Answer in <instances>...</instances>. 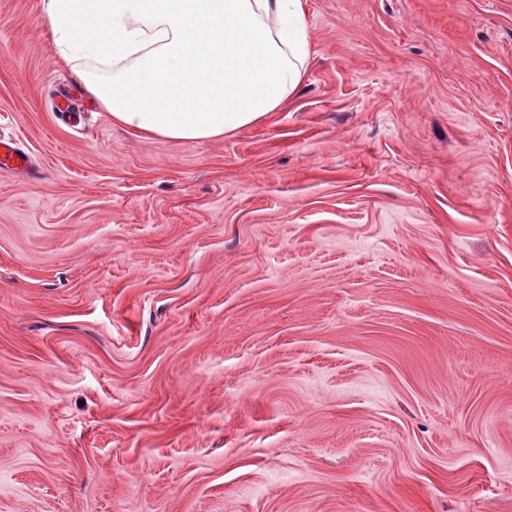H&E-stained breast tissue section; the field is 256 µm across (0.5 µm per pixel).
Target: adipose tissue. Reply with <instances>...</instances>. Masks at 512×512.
Returning a JSON list of instances; mask_svg holds the SVG:
<instances>
[{
	"label": "adipose tissue",
	"instance_id": "ef3b65f1",
	"mask_svg": "<svg viewBox=\"0 0 512 512\" xmlns=\"http://www.w3.org/2000/svg\"><path fill=\"white\" fill-rule=\"evenodd\" d=\"M45 11L63 61L113 64L85 86L137 133L220 137L278 111L304 78L302 0H46Z\"/></svg>",
	"mask_w": 512,
	"mask_h": 512
}]
</instances>
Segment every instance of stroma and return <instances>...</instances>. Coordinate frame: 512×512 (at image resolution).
I'll return each instance as SVG.
<instances>
[{
	"instance_id": "stroma-1",
	"label": "stroma",
	"mask_w": 512,
	"mask_h": 512,
	"mask_svg": "<svg viewBox=\"0 0 512 512\" xmlns=\"http://www.w3.org/2000/svg\"><path fill=\"white\" fill-rule=\"evenodd\" d=\"M0 0V512H512V0H304L301 86L137 135ZM0 168L34 177L37 170L27 153L11 138L0 137Z\"/></svg>"
}]
</instances>
